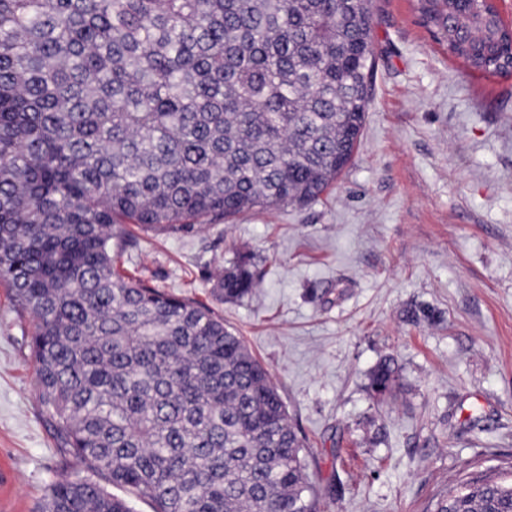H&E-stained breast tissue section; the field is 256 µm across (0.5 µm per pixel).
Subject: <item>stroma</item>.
Here are the masks:
<instances>
[{
    "mask_svg": "<svg viewBox=\"0 0 512 512\" xmlns=\"http://www.w3.org/2000/svg\"><path fill=\"white\" fill-rule=\"evenodd\" d=\"M372 100L321 201L184 235L134 231L117 266L221 316L266 366L321 512H434L475 474L512 476V74L474 71L415 0H373ZM263 271L238 302L210 274ZM32 320L0 287V512H36L81 465L39 399ZM386 399L369 390L383 359ZM396 369L392 359L381 361L370 375L369 388L374 397L383 398L391 390L396 378Z\"/></svg>",
    "mask_w": 512,
    "mask_h": 512,
    "instance_id": "35a3bbf8",
    "label": "stroma"
}]
</instances>
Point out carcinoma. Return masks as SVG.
<instances>
[{
    "instance_id": "cac0c4a2",
    "label": "carcinoma",
    "mask_w": 512,
    "mask_h": 512,
    "mask_svg": "<svg viewBox=\"0 0 512 512\" xmlns=\"http://www.w3.org/2000/svg\"><path fill=\"white\" fill-rule=\"evenodd\" d=\"M448 55L512 72L484 0H416ZM372 0H0V285L34 321L57 445L88 475L38 512H316L267 368L206 306L116 269L127 226L189 234L305 204L351 163L371 100ZM249 255L218 268L237 301ZM396 378L370 375L374 397ZM435 512H512L460 481Z\"/></svg>"
}]
</instances>
